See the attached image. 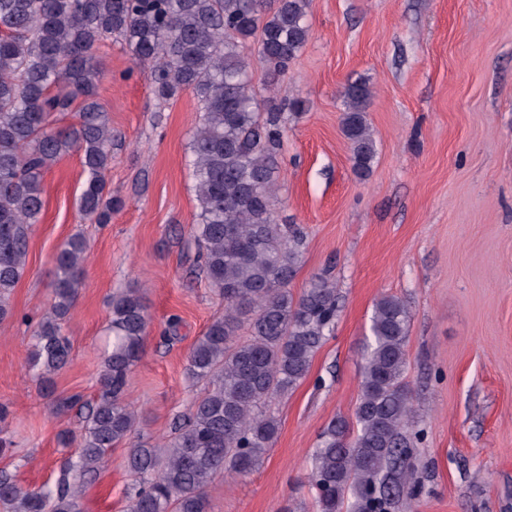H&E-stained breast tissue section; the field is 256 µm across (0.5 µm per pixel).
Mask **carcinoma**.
<instances>
[{"label":"carcinoma","mask_w":512,"mask_h":512,"mask_svg":"<svg viewBox=\"0 0 512 512\" xmlns=\"http://www.w3.org/2000/svg\"><path fill=\"white\" fill-rule=\"evenodd\" d=\"M310 0H0V322L26 272L29 233L44 206L45 174L78 151L87 172L80 214L107 224L122 201L107 190L112 160L109 113L98 100L94 51L108 35L155 69L154 94L171 100L190 90L202 116L189 148L199 203L195 237L200 271L224 298L189 351L187 373L204 386L172 435L133 442L138 414L126 397L128 372L142 351L148 314L137 289L112 296V351L99 393L82 426L76 477L97 473L109 450L130 442L125 460L138 483L127 512H208L206 488L218 476L258 467L278 421L271 403L308 376L337 316L336 288L317 276L299 296L289 288L304 231L281 224L275 194L284 133L281 104L258 99L243 48L259 37L257 56L272 80L283 76L309 37ZM59 87L63 92L53 94ZM372 90L358 79L342 92L341 130L354 171L369 172L375 142L367 122ZM79 101L77 123L54 116ZM86 244L71 237L55 256L53 302L39 320L28 365L46 377L68 362L62 333L83 285ZM411 312L402 298L376 299L361 365L354 420L331 421L311 454L318 512H388L417 494L416 429L407 340ZM79 484L52 493L0 474L8 512H81Z\"/></svg>","instance_id":"cac0c4a2"}]
</instances>
